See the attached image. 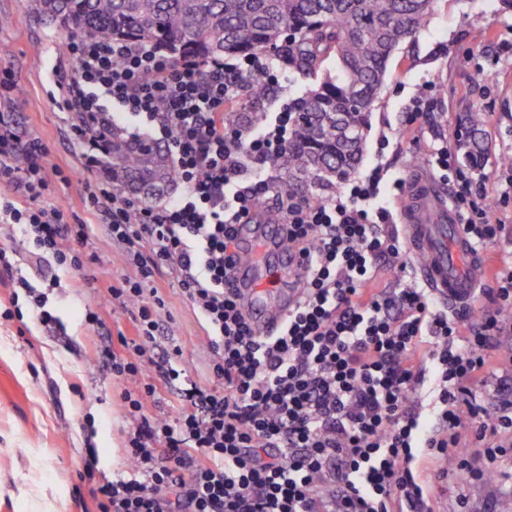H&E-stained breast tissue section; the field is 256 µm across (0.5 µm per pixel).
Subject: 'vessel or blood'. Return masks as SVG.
<instances>
[{
    "label": "vessel or blood",
    "instance_id": "1",
    "mask_svg": "<svg viewBox=\"0 0 512 512\" xmlns=\"http://www.w3.org/2000/svg\"><path fill=\"white\" fill-rule=\"evenodd\" d=\"M396 221L408 251L416 258L415 273L430 294L449 312L473 305L490 280L485 254L475 251L457 212L436 180L426 173L410 175ZM285 226L277 211L265 212L261 224H240L233 283L244 313L260 336L276 334L299 297L303 278L300 260L289 250ZM271 259L292 287L271 298L263 262Z\"/></svg>",
    "mask_w": 512,
    "mask_h": 512
}]
</instances>
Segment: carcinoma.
I'll use <instances>...</instances> for the list:
<instances>
[{
  "mask_svg": "<svg viewBox=\"0 0 512 512\" xmlns=\"http://www.w3.org/2000/svg\"><path fill=\"white\" fill-rule=\"evenodd\" d=\"M38 13L69 32L100 40L151 45L169 58H243L275 52L308 81L291 104L293 135L275 161L288 193H336L357 172L369 117L403 43L433 14L436 0H34ZM270 84L241 81L240 106L224 124L258 127L266 119ZM464 160L487 151L484 114L463 123ZM91 133L104 142L102 165L112 186L153 201L179 182L166 147L112 125Z\"/></svg>",
  "mask_w": 512,
  "mask_h": 512,
  "instance_id": "cac0c4a2",
  "label": "carcinoma"
}]
</instances>
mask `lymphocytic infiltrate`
I'll return each mask as SVG.
<instances>
[{"label": "lymphocytic infiltrate", "instance_id": "1", "mask_svg": "<svg viewBox=\"0 0 512 512\" xmlns=\"http://www.w3.org/2000/svg\"><path fill=\"white\" fill-rule=\"evenodd\" d=\"M76 67L59 107L96 124L127 111L168 140L184 192L159 206L120 195L109 177L86 179L87 200L137 267V280L110 294L138 306L134 337L117 336L99 366L122 380L129 428L125 475L107 479L93 461L80 478L95 512H427L428 494L413 471L416 449L457 458L461 482L485 479L512 447V387L491 364L512 305V263L488 289L477 318L437 313L425 289L376 288L381 265L401 274L404 245L381 201V169L344 191L309 203L285 195L279 211L288 245L307 260L300 298L278 335L259 337L229 286L237 248L234 226L267 192L268 169L292 133L290 109L261 134L226 128L224 111L242 76L278 77L270 56L186 61L170 67L150 46L65 40ZM44 147L0 120V223L22 226L39 260L81 266L72 248L86 227L64 208L39 201L49 188ZM435 165L454 170L455 203L477 248L500 238L486 176L456 167L447 146ZM151 243V255L142 246ZM175 278L206 325L215 386L185 382L180 346L158 344L153 299L160 272ZM430 385L431 422L417 392ZM176 389L174 420L148 418L144 401L158 387ZM484 449L474 468L469 447Z\"/></svg>", "mask_w": 512, "mask_h": 512}]
</instances>
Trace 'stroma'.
Masks as SVG:
<instances>
[{
	"label": "stroma",
	"instance_id": "stroma-1",
	"mask_svg": "<svg viewBox=\"0 0 512 512\" xmlns=\"http://www.w3.org/2000/svg\"><path fill=\"white\" fill-rule=\"evenodd\" d=\"M66 37L59 24L44 20L31 0H0V62L12 69L14 88L0 101V114L25 138L42 141L41 160L49 183L42 203L62 205L68 220L87 227L80 245L81 269L47 263L41 275L57 280L48 289L46 308L58 320L57 331L42 328L27 295L21 313L0 314V512H83L91 506L79 479L87 456H95L106 476L125 473L120 448L128 425L119 395L123 381L102 373L88 337L131 333L135 305L113 301L108 286L122 287L137 270L124 262L122 248L107 234L100 216L91 214L84 189L85 149L74 131L75 113L59 109L51 70ZM431 84L433 112L409 119V100ZM472 109L486 118L487 154L479 171L489 191L512 177V9L486 0H439L414 43L395 55L383 92L371 114L367 150L359 167H381L388 178L408 181L420 170L433 171L447 197H454V174L432 168L431 133L453 150L461 148V119ZM165 307L161 345H180V365L188 379L211 386V353L200 317L175 278L156 276ZM97 312L100 323L87 321ZM454 455L438 459L422 476L434 480L430 512H456L466 498L468 512H497L512 496V457L501 458L495 480L465 485L456 479L435 481L436 471L455 472Z\"/></svg>",
	"mask_w": 512,
	"mask_h": 512
}]
</instances>
